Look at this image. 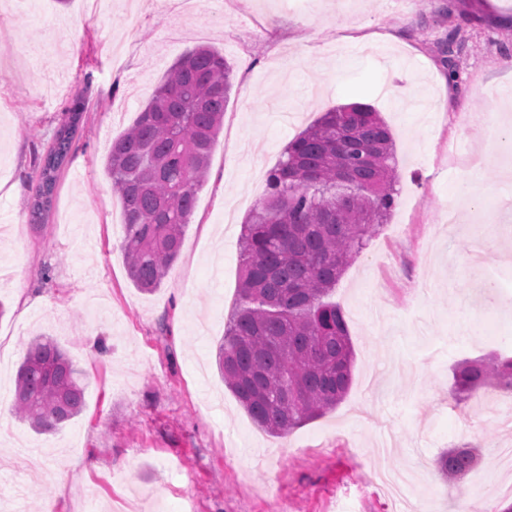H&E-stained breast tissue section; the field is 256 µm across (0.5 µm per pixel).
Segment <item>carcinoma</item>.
Listing matches in <instances>:
<instances>
[{
	"instance_id": "obj_1",
	"label": "carcinoma",
	"mask_w": 512,
	"mask_h": 512,
	"mask_svg": "<svg viewBox=\"0 0 512 512\" xmlns=\"http://www.w3.org/2000/svg\"><path fill=\"white\" fill-rule=\"evenodd\" d=\"M457 29L441 52L456 78ZM232 89L224 56L202 46L181 56L112 142L105 171L124 209L121 249L130 281L159 288L179 256L198 189L224 124ZM81 113H68L40 166L30 223L39 224L57 186ZM391 129L371 105L324 112L285 148L266 198L241 235L239 304L216 353L224 384L261 430L283 436L325 415L346 396L353 346L341 308L327 300L349 262L396 204ZM456 394L494 386L512 391V355L466 361L453 372ZM83 373L51 339L31 340L21 362L14 416L55 434L80 415ZM468 448L443 454L439 469L459 480L475 465Z\"/></svg>"
}]
</instances>
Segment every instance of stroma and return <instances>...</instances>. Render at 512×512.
<instances>
[{"instance_id":"1","label":"stroma","mask_w":512,"mask_h":512,"mask_svg":"<svg viewBox=\"0 0 512 512\" xmlns=\"http://www.w3.org/2000/svg\"><path fill=\"white\" fill-rule=\"evenodd\" d=\"M174 0H0V512H449V499L512 447L493 419L503 390L456 401L452 370L512 352V292L470 264L485 225L490 265L512 271V0H207L191 19ZM457 27L463 68L440 47ZM209 46L232 91L180 254L160 288H135L122 207L104 172L187 50ZM371 104L390 126L399 195L386 224L331 295L355 361L344 400L288 435L259 429L225 386L217 347L238 301L240 238L269 172L300 131L341 103ZM82 119L43 223L30 221L38 164L65 115ZM463 203L462 224L448 207ZM501 323L482 339L473 312ZM45 334L85 375L81 414L34 433L10 411L26 343ZM474 449L461 480L437 470ZM418 467L403 510L371 481L375 466ZM483 501L512 502V472Z\"/></svg>"}]
</instances>
